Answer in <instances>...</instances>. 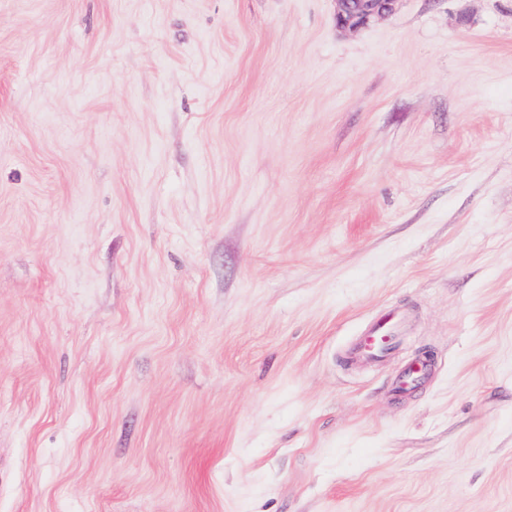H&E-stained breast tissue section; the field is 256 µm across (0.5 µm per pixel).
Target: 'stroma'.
<instances>
[{"label":"stroma","mask_w":512,"mask_h":512,"mask_svg":"<svg viewBox=\"0 0 512 512\" xmlns=\"http://www.w3.org/2000/svg\"><path fill=\"white\" fill-rule=\"evenodd\" d=\"M0 512H512V0H0ZM355 2L358 5L352 6ZM396 0H336V23L339 27L355 30L371 19L392 10ZM403 318L397 312L387 313L370 322L355 338L350 355L356 360L382 363L395 351Z\"/></svg>","instance_id":"35a3bbf8"}]
</instances>
